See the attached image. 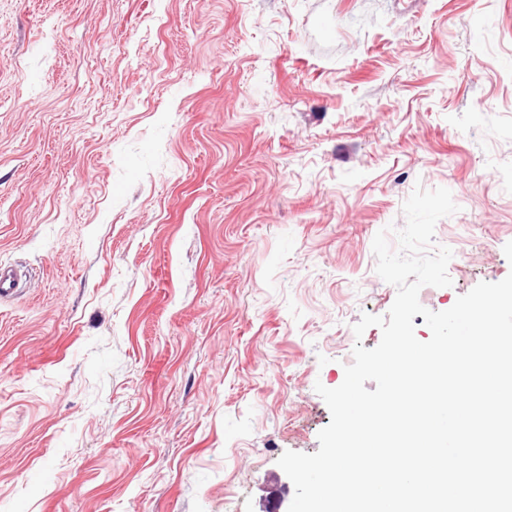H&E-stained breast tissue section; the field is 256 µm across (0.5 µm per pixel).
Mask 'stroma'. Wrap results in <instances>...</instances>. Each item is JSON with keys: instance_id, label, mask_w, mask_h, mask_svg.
Listing matches in <instances>:
<instances>
[{"instance_id": "35a3bbf8", "label": "stroma", "mask_w": 512, "mask_h": 512, "mask_svg": "<svg viewBox=\"0 0 512 512\" xmlns=\"http://www.w3.org/2000/svg\"><path fill=\"white\" fill-rule=\"evenodd\" d=\"M418 185L443 311L512 272V0H0V512H265ZM26 276L15 266L0 265V303L9 302L25 292Z\"/></svg>"}]
</instances>
